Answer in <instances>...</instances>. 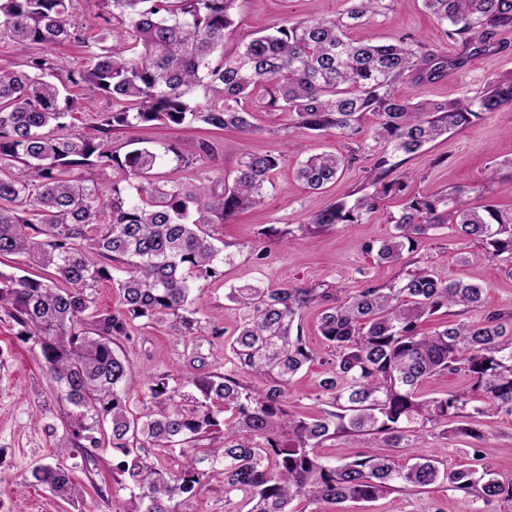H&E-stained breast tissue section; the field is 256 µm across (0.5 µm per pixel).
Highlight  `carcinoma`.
Instances as JSON below:
<instances>
[{"label": "carcinoma", "mask_w": 512, "mask_h": 512, "mask_svg": "<svg viewBox=\"0 0 512 512\" xmlns=\"http://www.w3.org/2000/svg\"><path fill=\"white\" fill-rule=\"evenodd\" d=\"M73 0H0V33L25 51L82 41L70 21ZM245 0H85L98 29L83 69L65 75L44 55L19 70H0V257L19 256L50 268V276L0 268V314L36 343L60 398L70 405L72 448L108 443L122 455L114 468L119 489L134 491L142 512H173L170 503L224 484V496L242 495L248 512H291L303 499L311 512H341L346 502L371 503L399 488L416 490L439 480L486 502L512 503V479L475 467L445 471L431 456L396 463L391 450L416 448L424 433L440 430L486 440L482 418L512 414V315L490 311L478 320H447L425 333L422 325L443 310L463 315L482 306L483 275L469 282L441 278L428 268L406 271L390 283L369 282L350 292L324 284L268 288L247 284L227 298L241 312L227 340L234 369L187 372L188 390L169 375L149 380L142 409L130 408V364L114 350L137 319L171 316L184 335L199 330L195 305L204 283L224 276L231 255L214 245L210 228L254 208L282 158L242 150L234 175H205L190 186L175 170L157 172L172 149L142 147L120 153L112 132L141 123L200 122L214 129L254 131L256 112H285L299 126L357 141L361 118L376 117L367 186L353 202L340 200L314 214L307 230L356 224L382 197L404 195L390 156L411 157L454 128L475 124L512 104V80L493 82L479 95L424 106L397 85L419 86L462 67L475 29L512 26V0H423L462 44L455 57L411 37L370 44L347 36L380 13L385 0H348L335 19L272 26L224 49ZM84 98L108 99L97 113L99 136L73 129ZM315 154L295 178L309 189L333 183L361 162ZM112 169V196L81 169ZM468 190L413 195L395 218V233L376 249L381 264L407 266L428 233L445 225L462 240L485 247L491 260L512 263V210L472 205ZM118 288L124 312L93 309L101 280ZM310 306L322 308L319 331L333 348L327 376L318 383L320 411H290L293 378L315 354L296 324ZM248 372L249 384L236 377ZM463 372L466 393L425 399L420 386L441 374ZM230 417H224V413ZM224 431L213 448L190 444ZM338 434L367 436L371 449L336 465L321 454ZM184 458L180 470L167 459ZM34 478L66 501L82 498L69 472L43 464Z\"/></svg>", "instance_id": "obj_1"}]
</instances>
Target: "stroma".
I'll return each instance as SVG.
<instances>
[{
	"instance_id": "stroma-1",
	"label": "stroma",
	"mask_w": 512,
	"mask_h": 512,
	"mask_svg": "<svg viewBox=\"0 0 512 512\" xmlns=\"http://www.w3.org/2000/svg\"><path fill=\"white\" fill-rule=\"evenodd\" d=\"M388 3L381 15L352 30V38L389 43L410 33L448 57L461 52V44L448 39L444 25L425 10L423 0ZM346 7V0H262L255 7L245 4L240 24L227 35L225 46L233 48L243 36L273 24L332 18ZM488 39L493 51L471 54L463 68L412 88L411 97L423 102L472 97L491 81L512 77V27L493 30ZM254 123L255 131L245 136L196 122L170 127L141 124L112 135L113 148L124 151L141 146L176 148L188 159L179 170L186 182L204 173L232 174L243 148L271 151L282 158L266 187L262 205L212 227L234 259L225 265L223 277L204 288L197 314L201 333L183 338L173 319L149 323L138 320L129 338L120 341L121 353L130 362L132 410H139L138 400L153 376L169 375L171 385L178 386L184 382L189 361H196L201 372L228 368L224 340L239 324L237 311L225 297L230 286L259 282L279 288L288 282L302 287L321 283L353 289L369 277L391 281L402 273L401 268L378 265L369 252L392 232L391 218L399 214L402 198L385 197L377 211L357 224H340L313 234L305 229L314 213L367 182L369 162L344 169L336 183L322 190L306 189L294 179L297 162L313 154L344 151L341 138L293 126L282 112L256 113ZM204 140L216 148L213 159L204 165L191 162V155ZM397 161L400 170L413 175V194L430 196L453 187L475 188L502 209H512V105L474 125L449 131L419 154L401 155ZM285 228L290 231L288 238H279V230ZM412 258L444 278L465 279L477 272L485 273L486 308L512 311V271L492 268L481 244L458 241L451 228L431 232ZM320 313L317 306L302 313L303 335L318 360L307 365L291 385L293 410L299 415L310 416L318 410L312 396L325 374L320 360L329 354L319 332ZM19 331L11 319H0V512H82L86 507L91 512H135L136 500L129 491L118 489L112 479V470L121 459L118 452L98 448L94 461L87 462L67 448L69 406L58 398L39 346L20 336ZM488 422L489 453L485 463L498 476L512 477V416L498 413ZM471 446L469 438L435 434L425 436L421 450L435 456L445 468L460 469L471 462ZM46 462L68 468L74 483L84 492L81 502H64L34 480L35 467ZM174 506L176 512H247L242 496L225 498L222 483L216 481L195 496L176 498ZM345 512H512V504H487L439 483L422 493L393 491L366 507L349 502Z\"/></svg>"
}]
</instances>
